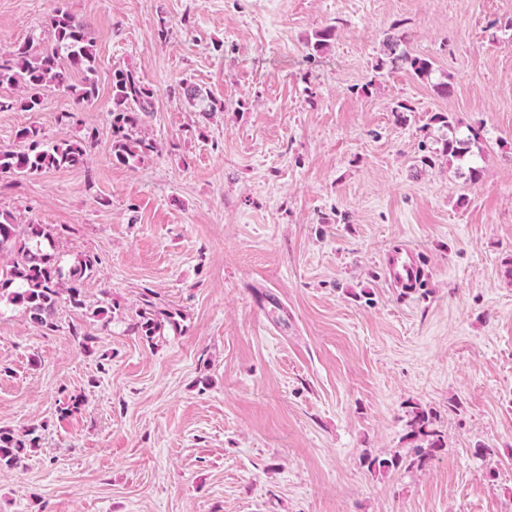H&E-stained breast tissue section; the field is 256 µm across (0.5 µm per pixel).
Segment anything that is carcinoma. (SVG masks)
I'll list each match as a JSON object with an SVG mask.
<instances>
[{"mask_svg":"<svg viewBox=\"0 0 512 512\" xmlns=\"http://www.w3.org/2000/svg\"><path fill=\"white\" fill-rule=\"evenodd\" d=\"M48 16V25L54 32V43L40 51L23 44L7 57L0 56V87H10L18 92L17 99L0 98V111L18 106L28 112H37L43 105V90L53 86L73 94L81 102H91L98 96L96 80V54L84 24L76 19L58 0ZM336 37V26L329 25L314 33L309 42L311 50L321 52ZM406 36L392 32L383 41V50L373 69L382 74L386 70L405 67L422 80L431 78L433 63L409 53L404 47ZM183 93L190 99L203 98V111L224 110V102L212 97H202L201 91L186 83ZM154 92L145 86L130 70L117 69L112 73L111 133L112 160L118 164L134 166L158 152L155 142L140 135L141 115L151 112ZM429 125L445 128L448 134L441 139V146L425 154L420 162L428 167L439 158L448 163L460 161L467 164L469 181L480 178L481 169L474 156L482 148L472 150L479 143L480 130L471 126L467 133L460 131L461 123L450 113L435 112ZM21 146L15 150H0V177H30L51 170L76 168L84 164L86 145L82 140L50 141L35 126L20 129L16 134ZM53 229L47 224H18L10 214H0V257H11L8 265L0 268V304L19 306L30 320L46 330L55 328L57 307L68 302L75 307L82 305L81 285L85 277L98 265L96 256L84 255L63 272L56 254ZM178 328L174 313L154 304L140 313L136 329L143 336H157L166 326ZM437 414L415 407L408 420L407 437L413 441L411 452L380 458L370 455L363 459L368 470L387 474L403 468L423 467L443 450V437L435 428ZM37 438L21 439L0 429V470L20 466L27 452L35 447Z\"/></svg>","mask_w":512,"mask_h":512,"instance_id":"carcinoma-1","label":"carcinoma"}]
</instances>
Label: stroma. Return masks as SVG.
Listing matches in <instances>:
<instances>
[{"label":"stroma","mask_w":512,"mask_h":512,"mask_svg":"<svg viewBox=\"0 0 512 512\" xmlns=\"http://www.w3.org/2000/svg\"><path fill=\"white\" fill-rule=\"evenodd\" d=\"M57 1L0 0V56L49 47ZM61 1L98 96L0 112V148L30 125L92 144L83 166L0 178V212L50 225L65 265L99 264L55 331L0 306V428L38 436L0 472V512H512V0ZM398 20L431 81L374 78ZM117 67L155 94L158 152L133 167L112 160ZM435 112L481 129L478 181L422 166ZM397 247L427 295L391 282ZM148 301L179 328L140 336ZM414 406L444 453L368 471L364 455L408 452Z\"/></svg>","instance_id":"35a3bbf8"}]
</instances>
